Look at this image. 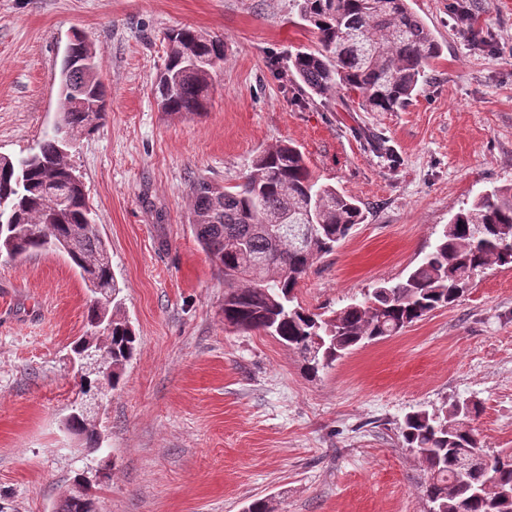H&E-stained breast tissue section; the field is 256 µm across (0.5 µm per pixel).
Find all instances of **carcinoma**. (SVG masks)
<instances>
[{
    "instance_id": "obj_1",
    "label": "carcinoma",
    "mask_w": 512,
    "mask_h": 512,
    "mask_svg": "<svg viewBox=\"0 0 512 512\" xmlns=\"http://www.w3.org/2000/svg\"><path fill=\"white\" fill-rule=\"evenodd\" d=\"M301 16L317 34L315 51L288 56V69L319 97L355 94L363 112H396L426 79V68L441 46L409 0H301ZM167 59L155 84L163 112L200 115L207 111L212 78L224 66V39L182 28L167 36ZM59 73L60 110L75 138L104 119L106 90L98 76V53L75 36ZM206 61L190 68V61ZM55 134L19 159L0 158V257L48 249L66 254L82 280L112 288V306L95 300L87 327L106 336L103 370L80 377V392L120 387L137 337L121 313L120 293L109 248L100 236L84 186L66 204L54 207L46 180H71L69 155ZM192 228L212 263L228 283L224 321L262 331L300 352L304 371L315 377L361 343L394 336L429 313L454 304L472 275L494 265L512 266V186L482 192L446 225L433 249L397 283L375 288L362 301L330 316L304 308L295 290L310 265L333 251L357 224L362 207L335 187L318 183L302 151L280 143L258 153L245 182L234 191L207 181L192 185ZM269 258L273 266L248 264ZM482 411L474 399L431 411L408 413L399 426L401 441L414 451L428 474L424 495L439 512H512V453L486 455L461 468L472 448L483 444L473 427ZM86 447L100 435L81 416L67 420Z\"/></svg>"
}]
</instances>
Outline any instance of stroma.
I'll return each instance as SVG.
<instances>
[{"instance_id": "1", "label": "stroma", "mask_w": 512, "mask_h": 512, "mask_svg": "<svg viewBox=\"0 0 512 512\" xmlns=\"http://www.w3.org/2000/svg\"><path fill=\"white\" fill-rule=\"evenodd\" d=\"M410 0L442 51L398 112H348L305 92L288 54L318 47L299 0H0V154L26 155L59 110L73 31L99 52L108 116L80 138L99 232L138 337L97 416L101 448L66 426L85 286L65 258H0V512H59L76 474L97 512H427V475L402 447L406 413L476 399L487 452L512 450V267L475 276L450 307L363 346L318 377L276 338L224 322V276L198 244L188 197L242 182L272 145L299 146L320 183L366 220L314 261L296 296L338 310L396 281L452 215L512 185V0ZM224 38L208 111H161L170 30Z\"/></svg>"}]
</instances>
